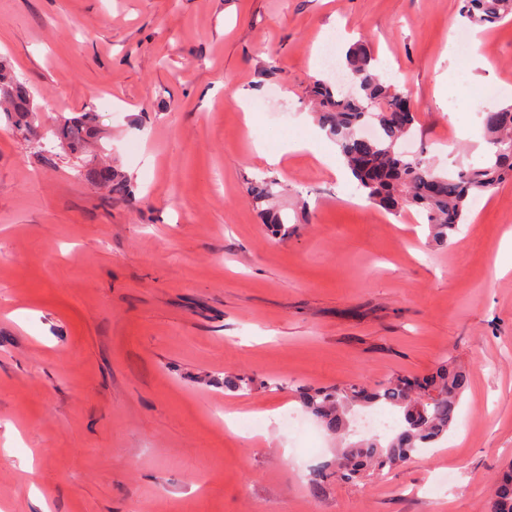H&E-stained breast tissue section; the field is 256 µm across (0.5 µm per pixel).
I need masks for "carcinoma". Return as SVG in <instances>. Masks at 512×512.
<instances>
[{"label":"carcinoma","instance_id":"1","mask_svg":"<svg viewBox=\"0 0 512 512\" xmlns=\"http://www.w3.org/2000/svg\"><path fill=\"white\" fill-rule=\"evenodd\" d=\"M461 15L472 26L485 27L512 18V0H461ZM352 78L344 88L314 78L308 86L310 105L321 125L335 140L356 188L367 201L385 211L411 206L427 216L432 239L448 243L449 234L467 218L469 200L492 192L512 177V104L494 106L482 113L487 143L495 148L492 157L456 173L435 170L422 156L401 151L416 118L406 96L389 82L374 64L370 47L361 42L350 47L343 64ZM0 112L13 126L30 131L37 121L39 106L12 67L0 59ZM375 135L362 134L365 127ZM50 136L62 147L80 154L85 175L107 188L114 197L129 196L126 177L112 165L100 163L90 145L100 139L98 114L92 109L74 117L60 115ZM277 182L273 178L252 180L248 194L269 231L289 234L280 211L270 205ZM469 376L461 367L444 362L428 376L418 379L398 375L369 389L359 383L330 388L301 389L304 409L336 437V463L312 470L315 486L328 477L360 482L365 477L409 461L423 448H432L448 436ZM252 379L227 375L224 388L249 393ZM388 406L403 413L404 424L392 435L370 433L356 442L348 441L349 414L356 406ZM491 512H512V468L506 471L491 496Z\"/></svg>","mask_w":512,"mask_h":512}]
</instances>
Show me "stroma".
I'll use <instances>...</instances> for the list:
<instances>
[{"label":"stroma","instance_id":"35a3bbf8","mask_svg":"<svg viewBox=\"0 0 512 512\" xmlns=\"http://www.w3.org/2000/svg\"><path fill=\"white\" fill-rule=\"evenodd\" d=\"M460 8L0 0V57L41 109L31 135L0 118V512H489L512 463V269L496 265L512 179L434 244L425 215L361 203L348 172L320 162L334 143L306 94L330 76L314 58L326 39L340 58L366 40L412 101L408 151L441 172L485 160L481 114L512 87V21L478 30L470 69L448 54ZM244 99L269 109L245 123ZM90 108L132 201L39 136ZM265 176L282 240L247 194ZM446 360L469 385L439 447L310 486L336 441L320 432L312 450L283 432L299 386L373 387ZM228 374L252 378L250 394L225 390ZM227 412L256 435L226 433Z\"/></svg>","mask_w":512,"mask_h":512}]
</instances>
